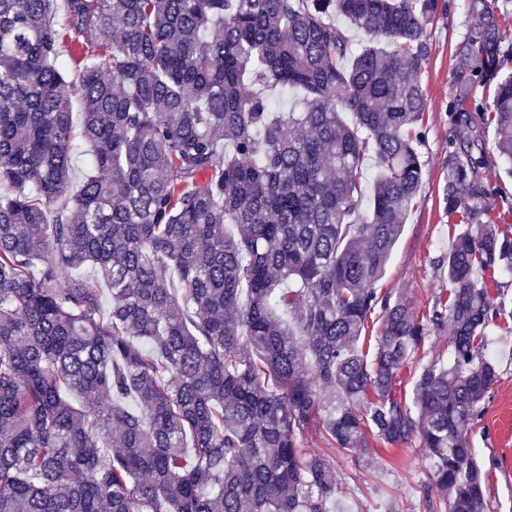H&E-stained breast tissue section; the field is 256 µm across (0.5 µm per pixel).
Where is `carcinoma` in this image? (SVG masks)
<instances>
[{
    "instance_id": "cac0c4a2",
    "label": "carcinoma",
    "mask_w": 512,
    "mask_h": 512,
    "mask_svg": "<svg viewBox=\"0 0 512 512\" xmlns=\"http://www.w3.org/2000/svg\"><path fill=\"white\" fill-rule=\"evenodd\" d=\"M476 2L450 109L490 113L512 164V37L498 0ZM441 8L0 0V512H335L336 467L308 437L366 468L376 443L421 448L413 512H491L468 430L499 378L486 331L507 314L483 273L512 270V238L465 225L424 320L376 288L418 205ZM447 168L444 211L477 219L475 161L450 151ZM447 328L449 362L396 393Z\"/></svg>"
}]
</instances>
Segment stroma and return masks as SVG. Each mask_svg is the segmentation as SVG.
I'll return each instance as SVG.
<instances>
[{
  "label": "stroma",
  "instance_id": "obj_1",
  "mask_svg": "<svg viewBox=\"0 0 512 512\" xmlns=\"http://www.w3.org/2000/svg\"><path fill=\"white\" fill-rule=\"evenodd\" d=\"M428 26L430 54L422 69V86L428 110L423 117L425 139L420 147L425 175L419 204L408 217L392 253L384 277L377 283L379 294L405 293L418 316H425L436 296L448 282L435 264L447 251L468 214H446L441 202L444 165L457 129V114L449 105L459 91L456 80L458 45L465 41L474 23L471 0H447ZM483 129L481 142L471 153L479 160L474 171L478 188L484 189L480 222L498 225L512 237V176L494 146V128L483 116L475 117ZM509 312L488 332L485 353L498 367L500 378L487 396L481 416L469 431L485 472L484 492L497 504V512H512V272L499 270L488 275ZM383 459L380 469L357 465L353 455L333 453L340 478L338 496L346 512H385L389 501L406 502L418 484L428 481L425 453L418 448L401 449L375 444ZM381 496H374L373 487Z\"/></svg>",
  "mask_w": 512,
  "mask_h": 512
}]
</instances>
